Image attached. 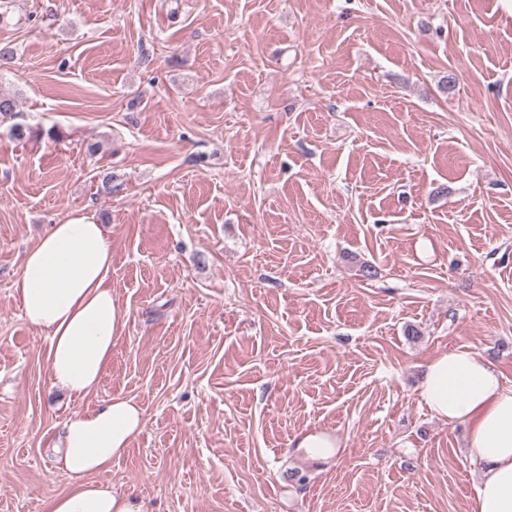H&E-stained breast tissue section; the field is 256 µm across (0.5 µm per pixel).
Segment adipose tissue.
<instances>
[{"label": "adipose tissue", "mask_w": 512, "mask_h": 512, "mask_svg": "<svg viewBox=\"0 0 512 512\" xmlns=\"http://www.w3.org/2000/svg\"><path fill=\"white\" fill-rule=\"evenodd\" d=\"M111 269L103 225L75 217L52 225L25 252L13 283L25 319L49 337L53 383L75 396L98 387L124 329ZM420 396L437 417L468 429L469 454L482 465L473 512H512V388L476 352L457 347L427 366ZM144 423L142 406L121 395L71 414L56 461L74 480L47 512H147L133 493L93 479L111 469Z\"/></svg>", "instance_id": "1"}]
</instances>
